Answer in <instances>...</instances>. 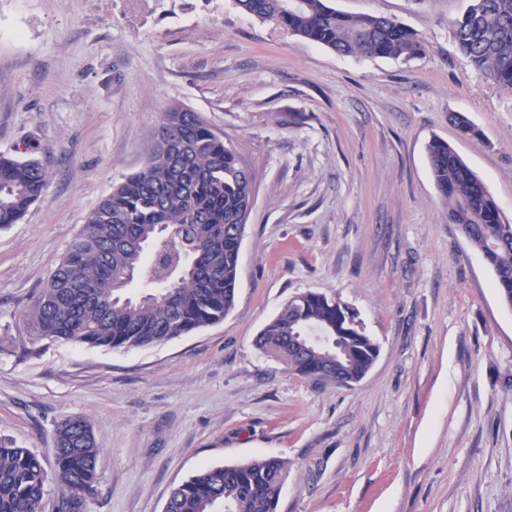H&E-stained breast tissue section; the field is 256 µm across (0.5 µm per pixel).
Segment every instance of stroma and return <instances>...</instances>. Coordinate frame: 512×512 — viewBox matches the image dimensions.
<instances>
[{
	"label": "stroma",
	"instance_id": "1",
	"mask_svg": "<svg viewBox=\"0 0 512 512\" xmlns=\"http://www.w3.org/2000/svg\"><path fill=\"white\" fill-rule=\"evenodd\" d=\"M331 4L396 18L425 54L342 56L233 0H0V154L39 144L48 171L0 229V438L52 474L57 425L86 419V512H164L202 468L258 456L291 464L277 512H512V308L426 153L452 144L512 222V91L456 52L466 0ZM175 104L255 176L234 309L145 348L35 339L24 310ZM303 292L339 297L377 342L359 383L317 387L256 348Z\"/></svg>",
	"mask_w": 512,
	"mask_h": 512
}]
</instances>
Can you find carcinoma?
<instances>
[{
  "mask_svg": "<svg viewBox=\"0 0 512 512\" xmlns=\"http://www.w3.org/2000/svg\"><path fill=\"white\" fill-rule=\"evenodd\" d=\"M238 8L274 21L293 35L350 56L409 61L424 54L414 31L388 16L350 14L328 0H235ZM466 62L500 88L512 90V0H468L448 22ZM173 154L155 143L145 165L112 187L86 219L64 257L29 305L25 319L42 339L106 348H141L220 323L233 309L240 252L232 231L247 224L253 175L235 146L200 116L178 129ZM0 154V228L16 223L41 196L47 172L34 157ZM427 155L448 220L458 224L492 269L503 303L512 308V224L504 223L482 179L451 144L432 139ZM140 271L150 286L132 298L112 287V274ZM344 328L346 376L359 381L379 347L340 299L299 293L256 338L265 354L288 371L318 380L316 370L335 349L295 352L288 337L297 325ZM59 494L55 512H84L98 483L97 442L84 447L67 421L53 442ZM288 461L258 456L199 470L173 490L165 512H277ZM47 472L42 456L0 439V512H43Z\"/></svg>",
  "mask_w": 512,
  "mask_h": 512,
  "instance_id": "1",
  "label": "carcinoma"
}]
</instances>
